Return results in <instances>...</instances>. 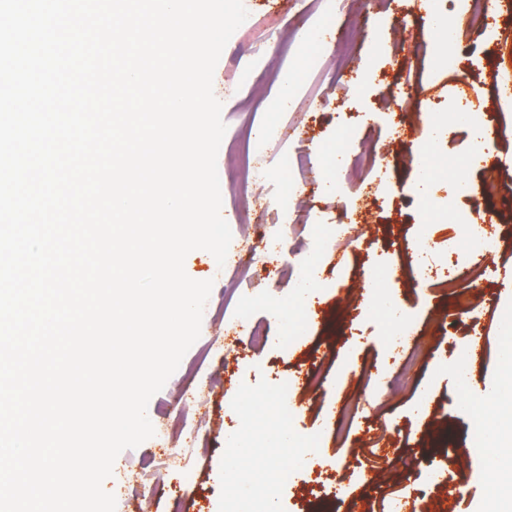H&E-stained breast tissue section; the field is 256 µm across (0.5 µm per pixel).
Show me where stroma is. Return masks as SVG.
I'll return each instance as SVG.
<instances>
[{"instance_id":"1","label":"stroma","mask_w":512,"mask_h":512,"mask_svg":"<svg viewBox=\"0 0 512 512\" xmlns=\"http://www.w3.org/2000/svg\"><path fill=\"white\" fill-rule=\"evenodd\" d=\"M249 16L227 43L213 89L227 125L217 168L222 215L232 231L231 252L247 250L255 226L273 224L278 243L265 254L266 276L253 282L246 264H217L207 251L190 252L189 277L213 280L201 335L177 371L155 394L149 418L181 426L178 436L151 437L122 451L103 487L115 512H224L225 496L246 498V484L227 472L226 431L246 415L276 413L278 381H295L289 430L319 438L314 466L291 465L288 449H252L253 459L290 471L274 494L279 512H309L322 501L338 512H386L395 498L416 512H481L493 483V464L512 468V447L478 444L472 427L505 380L504 310L512 311V243L490 256L460 254L447 211L430 212L418 191L421 171L411 161L456 162L476 145L471 133L421 137V109L446 110L459 74L482 82L490 71L512 74V0H501L485 27L460 31L452 51L457 71L441 63V41L423 26L414 0H339L334 17L325 0H243ZM300 73L291 110L277 108L272 73ZM485 118L497 133L485 168L469 170L470 195L460 210L497 208L481 193L485 175L512 195V101L488 90ZM268 127L248 170L228 164L241 136ZM347 136L344 158L336 140ZM336 193L329 194L325 185ZM343 227L344 241L331 233ZM316 259L321 286L306 310L278 314L295 289L293 267ZM452 265L456 285L445 289L417 274L420 259ZM393 268L392 302L413 313L414 342L424 354L405 389L381 385L379 373L401 376L392 332L375 310V282ZM266 328L254 346L236 322L238 306ZM467 363L466 380L455 368ZM427 401V415L417 406ZM420 464L404 469L401 457ZM191 465L193 484L180 469ZM449 475L444 487L426 472Z\"/></svg>"}]
</instances>
